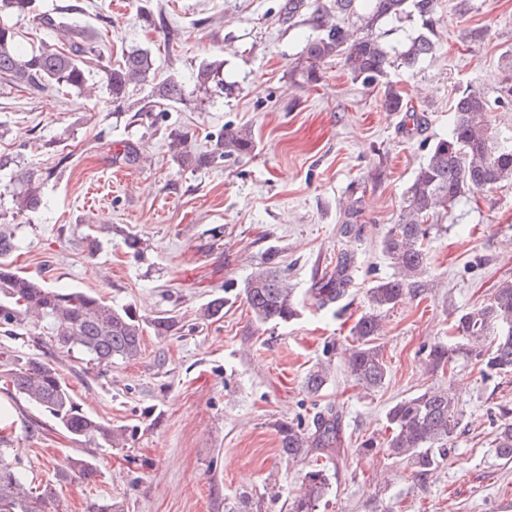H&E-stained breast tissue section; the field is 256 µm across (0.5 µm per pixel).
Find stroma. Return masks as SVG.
<instances>
[{
    "instance_id": "35a3bbf8",
    "label": "stroma",
    "mask_w": 512,
    "mask_h": 512,
    "mask_svg": "<svg viewBox=\"0 0 512 512\" xmlns=\"http://www.w3.org/2000/svg\"><path fill=\"white\" fill-rule=\"evenodd\" d=\"M71 1L83 9L81 22L103 34L106 64L134 46L151 50L161 78L218 59L234 88L163 115L113 112L102 92L0 86V154L48 176L43 206L4 224L18 245L15 265L52 286L132 306L143 320H176L165 336L145 329L135 359L100 366L45 336L0 334V348L51 363L88 414L129 432L114 448L72 439L0 383L28 482L55 485L54 512H89L102 499L122 501L125 512H227L244 496L262 512H287L308 465L281 455L277 427L310 426L333 404L343 410L345 453L319 512H512V463L493 446L497 406L512 405V374L484 376L458 362L463 422L438 470L419 477L385 454L357 453L363 440H383L394 403L444 384L425 355L452 318L512 281V181L439 218L423 292L382 317L385 384L362 388L347 371L349 332L368 308L367 292L392 273L381 241L430 145L447 135L456 92L480 93L492 106V130L512 132V102L502 94L512 86L503 58L512 0H438L434 54L411 70L388 67L368 86L338 58L318 83L296 74L319 0H304L293 15L288 0H35L32 11ZM389 84L409 112L387 110ZM227 123L251 130V155L179 170L169 130L190 132L204 151L207 133ZM127 143L142 156L131 167L117 157ZM130 238L138 249L127 247ZM343 252L352 259L348 292L317 308L308 291L327 281ZM270 256L299 303L298 316L276 326L255 320L242 293ZM217 297L219 318L201 319ZM326 362L331 380L309 395L308 372ZM72 458L95 463L97 479L59 481Z\"/></svg>"
}]
</instances>
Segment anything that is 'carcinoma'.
Masks as SVG:
<instances>
[{"label": "carcinoma", "mask_w": 512, "mask_h": 512, "mask_svg": "<svg viewBox=\"0 0 512 512\" xmlns=\"http://www.w3.org/2000/svg\"><path fill=\"white\" fill-rule=\"evenodd\" d=\"M33 0H0V84L30 91L57 89L79 93L89 87L88 63L103 60L98 38L76 17L78 9L66 6L38 17L37 28L46 37L56 35L61 44L44 41L31 52L18 48L15 25L10 18L30 13ZM438 0H330L319 5L310 17L316 36L307 37L297 62L300 77L317 82L324 66L341 57L353 78L372 83L396 64L415 68L435 49L434 15ZM356 16L359 30L348 19ZM417 16L422 31L400 48L391 46L367 31L386 21L400 22ZM106 90L115 112H130V90L151 86L148 103L154 107L186 105L190 102L187 82L195 90L208 93L210 85L222 89L221 65L213 62L198 68L189 78L175 75L155 81L154 58L148 49L131 48L121 64L106 67ZM386 105L392 112L409 111L399 91L385 90ZM491 105L476 93H459L452 105L454 119L448 136L436 140L428 157L416 171L407 188L404 206L396 223L383 239V252L394 272L369 290V310L351 328L352 351L348 372L354 382L366 389L382 386L388 370L380 346L381 313L393 308L409 292L421 287L427 270L428 244L437 224L436 209L453 213L468 192L491 189L505 180L512 181V136L492 132L488 120ZM174 158L182 169L207 168L226 157H245L255 148L251 130L227 124L208 135L210 149L196 151L191 136L184 131L168 134ZM14 159L0 155V173L9 176L13 190L12 217L37 211L43 204V179L33 170L12 168ZM16 249L10 234L0 231V331L18 336L26 329L32 314L45 322L49 337L63 353H79L87 363L107 365L114 359L131 360L141 352L143 327L132 307H114L94 292L52 288L43 281L13 268L8 261ZM350 263L342 262L336 276L308 294L312 304L326 308L337 303L350 282ZM243 294L254 317L261 323H288L298 316L293 289L282 271L268 258L247 279ZM472 362L481 372L512 373V282L505 281L484 305L456 316L448 327V342L433 344L427 354V367L441 375L454 372L459 357ZM13 391L48 412L73 438L100 440L112 444L118 432L90 415L74 400L69 387L52 364L35 357L22 358L0 351ZM330 366L320 365L305 378L306 391L317 396L328 383ZM499 425L495 453L512 461V408L498 405ZM463 421L458 401L448 389L430 387L396 402L386 413L383 442L369 438L357 449L363 456L384 453L406 463L422 476L438 469L448 459V443ZM281 454L291 461L311 459L305 473L304 492L289 504V512H317L332 489L340 456L341 417L330 406L319 413L312 427L291 421L278 425ZM326 462H319V459ZM76 475L86 482L97 476L95 464L73 459L61 471L64 480ZM56 497L55 487L47 484L39 491L28 488L18 466L11 437L0 431V512H49Z\"/></svg>", "instance_id": "obj_1"}]
</instances>
